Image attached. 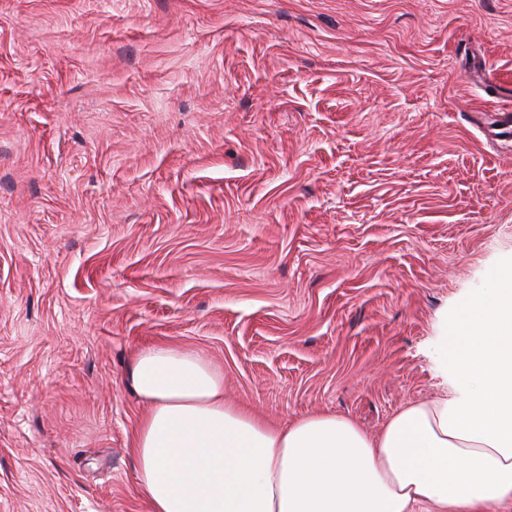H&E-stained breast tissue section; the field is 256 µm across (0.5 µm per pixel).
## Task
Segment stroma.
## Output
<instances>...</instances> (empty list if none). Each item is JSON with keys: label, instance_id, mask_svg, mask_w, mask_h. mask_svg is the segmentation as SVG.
<instances>
[{"label": "stroma", "instance_id": "1", "mask_svg": "<svg viewBox=\"0 0 512 512\" xmlns=\"http://www.w3.org/2000/svg\"><path fill=\"white\" fill-rule=\"evenodd\" d=\"M512 0H0V512H149L144 346L382 431L512 267Z\"/></svg>", "mask_w": 512, "mask_h": 512}]
</instances>
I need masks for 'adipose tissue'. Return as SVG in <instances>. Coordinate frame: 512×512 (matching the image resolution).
<instances>
[{
    "instance_id": "1",
    "label": "adipose tissue",
    "mask_w": 512,
    "mask_h": 512,
    "mask_svg": "<svg viewBox=\"0 0 512 512\" xmlns=\"http://www.w3.org/2000/svg\"><path fill=\"white\" fill-rule=\"evenodd\" d=\"M466 310L458 395L408 403L375 436L332 413L267 425L225 402L201 353L142 348L132 452L151 512H512V270Z\"/></svg>"
}]
</instances>
